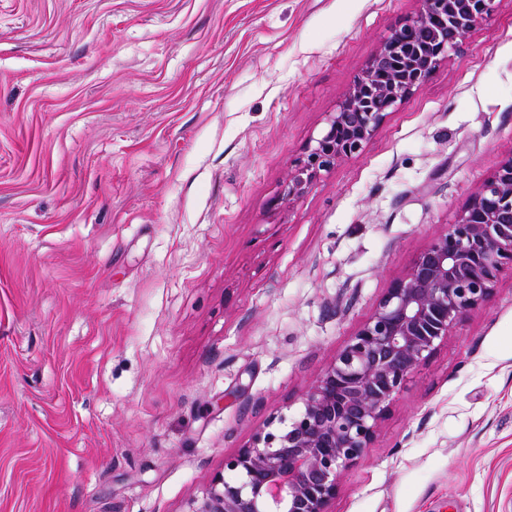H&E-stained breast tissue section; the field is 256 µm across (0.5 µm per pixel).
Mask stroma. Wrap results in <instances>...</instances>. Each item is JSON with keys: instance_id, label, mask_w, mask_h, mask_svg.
<instances>
[{"instance_id": "1", "label": "stroma", "mask_w": 512, "mask_h": 512, "mask_svg": "<svg viewBox=\"0 0 512 512\" xmlns=\"http://www.w3.org/2000/svg\"><path fill=\"white\" fill-rule=\"evenodd\" d=\"M417 0H0V512H185L512 157V0L294 203ZM329 512H512V272Z\"/></svg>"}]
</instances>
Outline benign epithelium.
<instances>
[{
  "label": "benign epithelium",
  "instance_id": "1",
  "mask_svg": "<svg viewBox=\"0 0 512 512\" xmlns=\"http://www.w3.org/2000/svg\"><path fill=\"white\" fill-rule=\"evenodd\" d=\"M350 87L324 133L291 165L285 200L362 149L388 111L423 85L461 40L490 22L499 0H419ZM440 23L436 51L413 45ZM512 269V157L473 194L457 221L387 289L371 317L308 388L300 412L256 431L224 457L186 512H328L344 473L374 440L394 397L466 313Z\"/></svg>",
  "mask_w": 512,
  "mask_h": 512
}]
</instances>
